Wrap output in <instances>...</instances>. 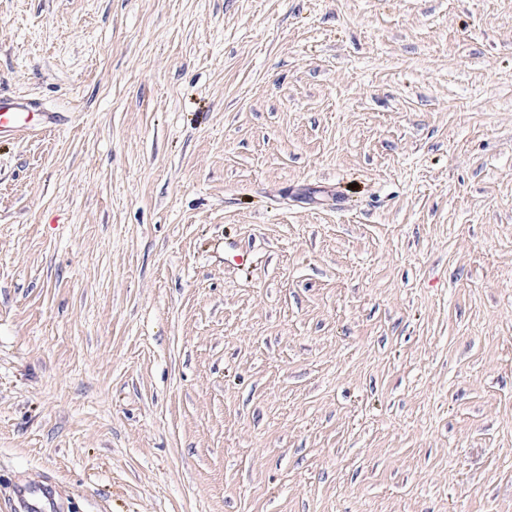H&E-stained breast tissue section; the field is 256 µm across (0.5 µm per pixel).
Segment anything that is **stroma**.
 Segmentation results:
<instances>
[{
  "instance_id": "obj_1",
  "label": "stroma",
  "mask_w": 512,
  "mask_h": 512,
  "mask_svg": "<svg viewBox=\"0 0 512 512\" xmlns=\"http://www.w3.org/2000/svg\"><path fill=\"white\" fill-rule=\"evenodd\" d=\"M0 512H512V0H0ZM29 103L0 98V133L27 129L35 114ZM58 489L48 482L17 483L14 485L11 500L14 512H57Z\"/></svg>"
}]
</instances>
